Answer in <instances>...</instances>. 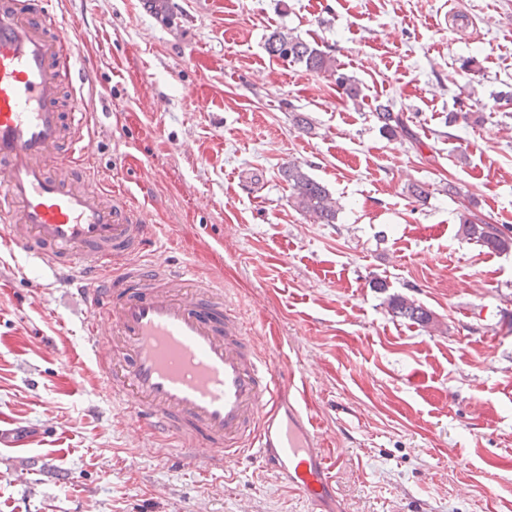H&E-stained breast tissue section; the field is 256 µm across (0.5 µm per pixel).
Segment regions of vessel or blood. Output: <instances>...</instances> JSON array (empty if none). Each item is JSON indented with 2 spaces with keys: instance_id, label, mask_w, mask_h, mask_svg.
Wrapping results in <instances>:
<instances>
[{
  "instance_id": "1",
  "label": "vessel or blood",
  "mask_w": 512,
  "mask_h": 512,
  "mask_svg": "<svg viewBox=\"0 0 512 512\" xmlns=\"http://www.w3.org/2000/svg\"><path fill=\"white\" fill-rule=\"evenodd\" d=\"M51 23L41 0L0 9V246L69 270L89 313L86 355L121 421L206 475L230 458L287 461L290 488L323 512L337 460L310 409L285 402L302 380L287 354L256 349L222 284L141 262L156 227L125 192L99 187L94 167L80 166L78 187L51 173L60 142L90 150L84 113L65 121L56 107L67 66L43 34Z\"/></svg>"
}]
</instances>
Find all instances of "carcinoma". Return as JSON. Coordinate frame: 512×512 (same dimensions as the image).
Masks as SVG:
<instances>
[{
    "instance_id": "obj_1",
    "label": "carcinoma",
    "mask_w": 512,
    "mask_h": 512,
    "mask_svg": "<svg viewBox=\"0 0 512 512\" xmlns=\"http://www.w3.org/2000/svg\"><path fill=\"white\" fill-rule=\"evenodd\" d=\"M266 50L271 56L302 63L309 71L335 76L336 84L353 98L360 94L355 81L350 76L338 72L336 60L332 56L297 35L274 31L266 41ZM376 116L381 123V128L390 135L394 136L406 131L402 115L391 111L389 106L378 105ZM283 177L290 189L288 202L291 206L312 218L316 223L336 222L338 215L336 200L323 184L309 176L300 165L294 162L288 163L283 168ZM459 233L464 238L492 251L503 252L512 249V226L490 224L468 209L460 214ZM388 308L394 316L407 319L421 327H427L433 322L432 314L428 309L402 295L390 297Z\"/></svg>"
}]
</instances>
